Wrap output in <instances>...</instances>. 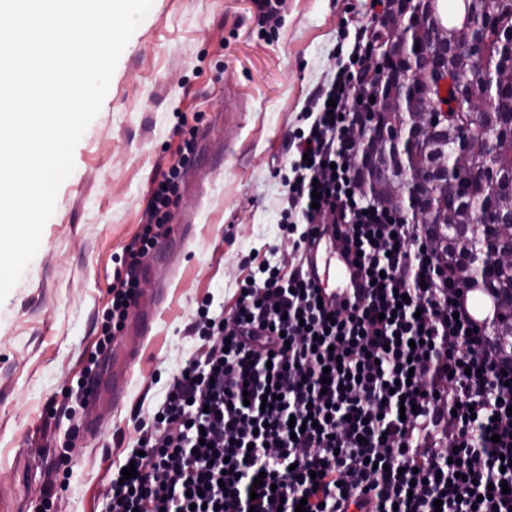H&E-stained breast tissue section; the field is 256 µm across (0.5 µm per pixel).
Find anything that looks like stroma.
Masks as SVG:
<instances>
[{
	"mask_svg": "<svg viewBox=\"0 0 512 512\" xmlns=\"http://www.w3.org/2000/svg\"><path fill=\"white\" fill-rule=\"evenodd\" d=\"M372 0H283L277 26L256 0H153L129 39L97 116L73 153L38 252L0 303V494L22 512H103L112 472L201 345L198 306L233 307L252 256L291 250L280 231L288 143L345 59L354 24L375 28ZM166 238L140 259L142 298L116 349L137 343L130 380L112 386L100 318L116 260L147 221L149 190L187 133ZM153 317L141 336L137 320ZM98 358L99 396L74 399Z\"/></svg>",
	"mask_w": 512,
	"mask_h": 512,
	"instance_id": "1",
	"label": "stroma"
}]
</instances>
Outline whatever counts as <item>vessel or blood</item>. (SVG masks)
I'll return each mask as SVG.
<instances>
[{"label":"vessel or blood","instance_id":"1","mask_svg":"<svg viewBox=\"0 0 512 512\" xmlns=\"http://www.w3.org/2000/svg\"><path fill=\"white\" fill-rule=\"evenodd\" d=\"M305 262L308 277L327 308L343 310L361 303L365 280L342 235L330 228L319 230L306 247Z\"/></svg>","mask_w":512,"mask_h":512}]
</instances>
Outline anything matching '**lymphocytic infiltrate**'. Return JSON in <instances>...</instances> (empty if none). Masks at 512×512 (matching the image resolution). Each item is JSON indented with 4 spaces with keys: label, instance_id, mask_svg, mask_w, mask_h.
Masks as SVG:
<instances>
[{
    "label": "lymphocytic infiltrate",
    "instance_id": "obj_1",
    "mask_svg": "<svg viewBox=\"0 0 512 512\" xmlns=\"http://www.w3.org/2000/svg\"><path fill=\"white\" fill-rule=\"evenodd\" d=\"M368 47L356 35V68L315 92L317 117L292 140L281 201L290 268L263 260L230 313L199 306L189 331L202 345L152 418L136 419L125 456L136 473L113 472L105 512H512V366L471 319L463 282L446 276L424 226L358 192L350 96ZM179 178L175 165L154 182L129 259L168 236ZM320 224L344 234L370 282L352 311L320 308L305 277ZM139 293L127 271L101 348Z\"/></svg>",
    "mask_w": 512,
    "mask_h": 512
}]
</instances>
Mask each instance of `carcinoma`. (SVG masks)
<instances>
[{"label":"carcinoma","instance_id":"1","mask_svg":"<svg viewBox=\"0 0 512 512\" xmlns=\"http://www.w3.org/2000/svg\"><path fill=\"white\" fill-rule=\"evenodd\" d=\"M472 28L463 22L440 23L422 7L406 31L405 40L418 44L433 55V61L448 73L445 89L431 85L420 76L415 81L425 86V91L448 96V119L432 130L417 126L418 138L413 160L409 163L389 146L372 156V167L386 177L406 180L414 170H428L442 158L453 163L456 149L464 137L481 140L490 132L498 135L499 148L507 153L512 150V116L499 112L482 111L489 99L512 93V56L493 52L492 60L483 62L472 47ZM485 176L500 186L490 203L504 217L512 218V165L493 167ZM430 241L438 255L448 260L454 268L462 260L473 261L472 269L478 270L488 256L492 231L480 223L477 200L465 195L448 199V207L433 227L428 230ZM493 287L502 307L512 309V264L496 268ZM497 345L506 358L512 359V317L500 321L495 328Z\"/></svg>","mask_w":512,"mask_h":512}]
</instances>
